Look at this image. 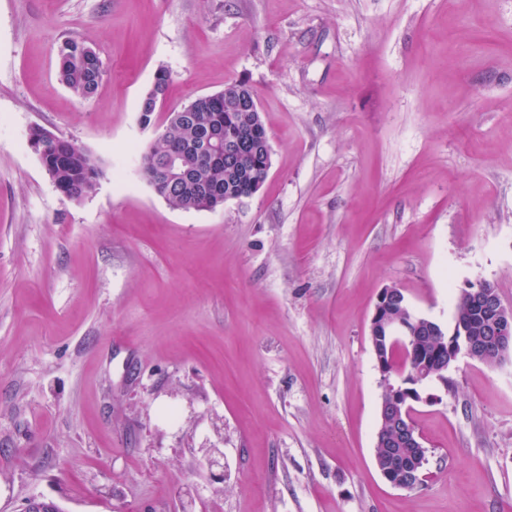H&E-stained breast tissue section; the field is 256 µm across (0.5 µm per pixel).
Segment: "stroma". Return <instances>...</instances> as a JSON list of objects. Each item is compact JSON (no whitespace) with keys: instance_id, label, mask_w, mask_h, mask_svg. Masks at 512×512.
Returning a JSON list of instances; mask_svg holds the SVG:
<instances>
[{"instance_id":"35a3bbf8","label":"stroma","mask_w":512,"mask_h":512,"mask_svg":"<svg viewBox=\"0 0 512 512\" xmlns=\"http://www.w3.org/2000/svg\"><path fill=\"white\" fill-rule=\"evenodd\" d=\"M72 37L106 70L87 100ZM236 81L266 182L170 208L139 151ZM35 126L94 155L90 195ZM475 277L512 306V0H0V512H512V356L424 385L423 485L374 459L379 293L449 327ZM82 42L70 38L59 47L58 74L62 84L81 99L91 98L105 70L99 56ZM169 89V76L166 71L161 70L155 77L152 85L146 90L141 98L140 118L144 124L143 118L148 124L151 123L152 115L158 107L165 101ZM56 188L72 200H81L96 188L100 171L94 156L69 140L54 137L40 158Z\"/></svg>"}]
</instances>
